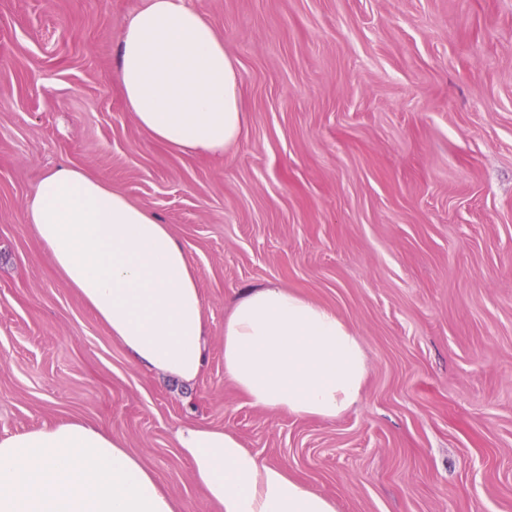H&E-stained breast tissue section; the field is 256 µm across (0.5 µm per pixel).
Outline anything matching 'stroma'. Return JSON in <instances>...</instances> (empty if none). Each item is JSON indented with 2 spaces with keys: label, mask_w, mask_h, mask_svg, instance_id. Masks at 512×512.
Returning a JSON list of instances; mask_svg holds the SVG:
<instances>
[{
  "label": "stroma",
  "mask_w": 512,
  "mask_h": 512,
  "mask_svg": "<svg viewBox=\"0 0 512 512\" xmlns=\"http://www.w3.org/2000/svg\"><path fill=\"white\" fill-rule=\"evenodd\" d=\"M238 61L239 141L156 144L113 83L140 0H0V436L79 419L214 512L179 426L233 431L337 512H512V0H193ZM68 164L168 224L209 325L190 386L134 364L24 221ZM277 283L369 360L333 419L252 406L224 316Z\"/></svg>",
  "instance_id": "obj_1"
}]
</instances>
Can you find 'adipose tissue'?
<instances>
[{
    "label": "adipose tissue",
    "mask_w": 512,
    "mask_h": 512,
    "mask_svg": "<svg viewBox=\"0 0 512 512\" xmlns=\"http://www.w3.org/2000/svg\"><path fill=\"white\" fill-rule=\"evenodd\" d=\"M114 79L136 125L179 153L220 154L245 125L238 64L190 0H143ZM24 220L133 362L189 385L206 357L196 272L169 225L104 177L61 166ZM367 359L335 309L279 285L247 290L224 318V374L258 408L333 419L361 396ZM175 440L218 512H336L335 501L198 424ZM0 512H183L104 427L66 422L0 437Z\"/></svg>",
    "instance_id": "adipose-tissue-1"
}]
</instances>
